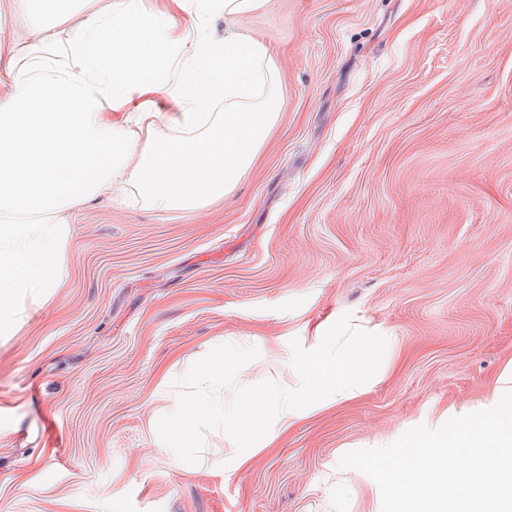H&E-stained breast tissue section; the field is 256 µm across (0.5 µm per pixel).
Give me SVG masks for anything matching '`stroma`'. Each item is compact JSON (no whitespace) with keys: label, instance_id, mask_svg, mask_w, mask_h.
Listing matches in <instances>:
<instances>
[{"label":"stroma","instance_id":"stroma-1","mask_svg":"<svg viewBox=\"0 0 512 512\" xmlns=\"http://www.w3.org/2000/svg\"><path fill=\"white\" fill-rule=\"evenodd\" d=\"M238 27L275 51L280 122L205 210L75 208L66 279L0 338V512H376L343 446L512 360V0H270ZM333 315L390 336L380 383L230 479L172 466L163 370L244 336L259 387Z\"/></svg>","mask_w":512,"mask_h":512}]
</instances>
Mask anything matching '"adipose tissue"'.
Masks as SVG:
<instances>
[{"mask_svg": "<svg viewBox=\"0 0 512 512\" xmlns=\"http://www.w3.org/2000/svg\"><path fill=\"white\" fill-rule=\"evenodd\" d=\"M268 0H13L30 40L0 31V335L22 302L49 298L67 275L71 212L97 195L136 191L161 212L207 207L231 192L281 118L280 68L266 43L239 32ZM224 19V36L209 28ZM387 339L340 319L314 328L257 388L240 339L169 374L154 426L175 468L231 477L312 413L381 382ZM237 448L214 457L201 430Z\"/></svg>", "mask_w": 512, "mask_h": 512, "instance_id": "1", "label": "adipose tissue"}]
</instances>
